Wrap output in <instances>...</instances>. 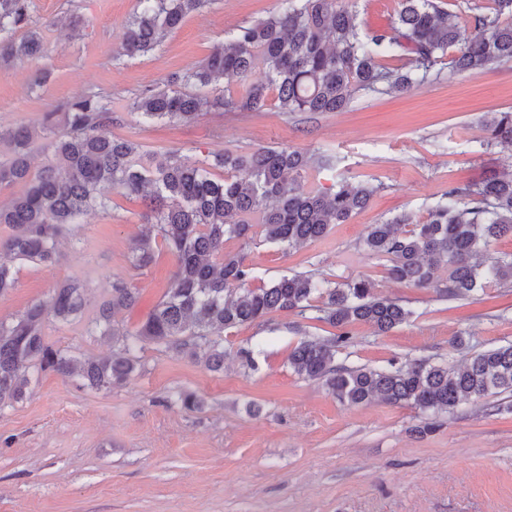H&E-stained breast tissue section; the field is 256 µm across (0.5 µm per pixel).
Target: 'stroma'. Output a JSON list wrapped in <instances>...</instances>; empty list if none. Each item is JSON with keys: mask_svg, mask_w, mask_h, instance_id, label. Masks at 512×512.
<instances>
[{"mask_svg": "<svg viewBox=\"0 0 512 512\" xmlns=\"http://www.w3.org/2000/svg\"><path fill=\"white\" fill-rule=\"evenodd\" d=\"M278 7V0H212L152 53L116 62L135 0H30V24L46 52L0 69V126L31 123L95 91L112 102L113 136L147 155L181 148L201 159L261 145L335 154L339 164L320 174L322 185L350 177L377 193L348 223L296 249L259 235L226 240L225 254L252 269L253 286L316 269L339 282L368 279L376 294L403 300L413 315L388 334L351 326L338 356L348 366L389 370L428 358L453 366L512 343V285L442 299L393 281L388 261L361 245L370 225L401 213L425 219L448 184L478 182L512 164L499 148L479 146L483 121L512 110V63L472 75L441 62L406 94L360 91L340 112H286L273 98L258 112L212 108L189 121L146 123L132 111L142 88L192 70L214 44ZM70 14L81 19L77 32L53 27ZM41 69L50 77L31 89ZM144 212L140 198L113 193L109 211L71 225L55 264L17 263L0 320L75 282L85 290L82 314L69 323L48 319L45 338L79 359L110 355L111 342L87 328L113 283L139 291L134 308L113 316L132 329L163 299L175 270L164 250L149 267H133L130 245ZM333 334L327 323L280 311L225 333L219 373L190 353L148 344L142 370L109 390L53 372L33 376L25 398L0 409V512H512L511 393L451 414L379 401L349 406L288 365L300 340ZM242 347L254 368L237 358ZM179 391L195 393L202 407L170 403ZM431 419L435 429L421 432Z\"/></svg>", "mask_w": 512, "mask_h": 512, "instance_id": "obj_1", "label": "stroma"}]
</instances>
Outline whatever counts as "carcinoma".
Instances as JSON below:
<instances>
[{"label":"carcinoma","instance_id":"1","mask_svg":"<svg viewBox=\"0 0 512 512\" xmlns=\"http://www.w3.org/2000/svg\"><path fill=\"white\" fill-rule=\"evenodd\" d=\"M211 0H136L114 59L146 56L190 15ZM29 0H0V67L44 53L39 29L29 27ZM512 0H492L465 22L435 0H399L393 25L359 32L358 15L343 0H280L268 17L240 27L228 42L213 46L195 69L142 90L132 108L149 122L190 121L203 108L262 110L271 92L286 112H339L355 89L407 93L424 81L441 56L456 49L451 67L480 74L512 62ZM27 28L20 41L14 33ZM391 58L396 64L389 65ZM239 78L243 92L211 99L195 91L225 77ZM111 101L88 93L46 112L32 125L0 127V186L24 184L22 193L0 202V296L15 287L14 260L52 264L68 226L92 209L111 208L114 190L142 194L146 221L130 246L136 267L146 268L165 249L176 260L171 287L137 327L112 322L117 309L136 303V291L112 285L91 321L89 333L108 338L112 355L75 365L71 355L44 339L47 313L69 322L83 309L76 284L54 289L51 300L33 302L16 321L0 320V408L21 400L30 372L78 375L92 389H110L140 367L146 344L180 352L211 371L224 368V332L278 311L320 312L318 319L339 333L303 340L290 353L293 372L317 380L340 402L373 399L410 405L423 412H451L465 401L512 392V344L478 353L461 367L412 360L393 371L337 362L350 340L347 328L365 322L388 333L409 321L412 311L373 294L364 278L338 284L316 273L284 275L248 287L252 271L224 255L227 239H250L262 228L264 241L285 250L320 240L366 208L377 188L342 178L329 187L313 175L336 168L327 152L288 145L250 152L226 151L194 158L180 148L153 164L140 146L112 136ZM486 147L512 153V111L483 122ZM52 136V159L32 171V144ZM224 170L217 179L213 170ZM512 235V170L479 183L448 185L420 221L409 213L372 224L365 247L390 261L391 279L414 288H433L460 299L480 288L512 284V253L485 258L490 243ZM320 300L315 307L311 302Z\"/></svg>","mask_w":512,"mask_h":512}]
</instances>
